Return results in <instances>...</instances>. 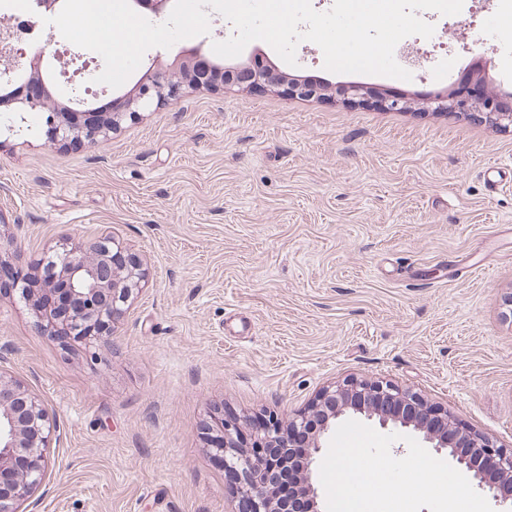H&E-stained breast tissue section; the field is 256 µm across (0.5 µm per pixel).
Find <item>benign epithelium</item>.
Here are the masks:
<instances>
[{
  "instance_id": "obj_1",
  "label": "benign epithelium",
  "mask_w": 512,
  "mask_h": 512,
  "mask_svg": "<svg viewBox=\"0 0 512 512\" xmlns=\"http://www.w3.org/2000/svg\"><path fill=\"white\" fill-rule=\"evenodd\" d=\"M0 34L12 46L0 57V116L43 113L47 138L54 144L81 142L93 146L149 107L178 99L186 83L204 90L279 88L285 96L303 100L320 95L318 86L289 80L262 68L258 61L229 67L242 73L235 80L221 76L224 65L207 62L180 76L145 72L134 92L112 98L108 113L83 101L71 107L30 89L31 84L44 82L40 74L49 55L47 47H37L29 56L19 48L29 30L9 29ZM336 93L352 102H361L366 95L357 83L339 86ZM431 105L437 112L473 114L497 128H512V111L500 108L491 97L475 101L438 95ZM42 267L47 273L39 288L41 299L32 304L41 327L64 343L73 341L88 348L113 334L114 324L145 278L140 262L111 236L87 247H62L45 257ZM348 412L376 419L382 427L392 423L422 435L435 452H445L464 466L496 501L512 507V448H503L464 427L439 406H426L410 389L352 378L323 389L311 411L286 424L268 417L245 449L239 446V422L222 415L214 417L209 430L215 432L213 443L224 470L233 476L238 512H284L269 481L291 463L311 512H318V490L313 480L317 458L325 435L336 419ZM59 437V425L50 418L42 400L21 381L0 374V512H21L20 507L45 482L49 448Z\"/></svg>"
}]
</instances>
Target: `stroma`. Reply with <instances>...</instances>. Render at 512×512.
Segmentation results:
<instances>
[{"instance_id":"1","label":"stroma","mask_w":512,"mask_h":512,"mask_svg":"<svg viewBox=\"0 0 512 512\" xmlns=\"http://www.w3.org/2000/svg\"><path fill=\"white\" fill-rule=\"evenodd\" d=\"M420 39L411 80L324 69L309 41L275 71L321 77V97L184 89L95 146L47 140L28 112L0 134V245L33 274L67 239L123 242L145 281L95 353L44 333L0 291V373L60 426L28 512H233L213 416L288 420L326 386L383 381L512 445V130L432 111L465 72L512 92V25L483 4ZM232 25L155 47L174 72ZM357 82L364 103L336 93ZM397 88L407 111L374 98Z\"/></svg>"}]
</instances>
